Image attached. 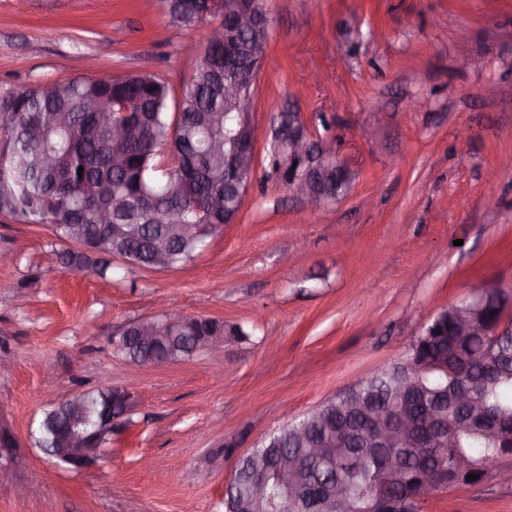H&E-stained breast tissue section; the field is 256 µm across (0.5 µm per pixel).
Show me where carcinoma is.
<instances>
[{
    "label": "carcinoma",
    "mask_w": 512,
    "mask_h": 512,
    "mask_svg": "<svg viewBox=\"0 0 512 512\" xmlns=\"http://www.w3.org/2000/svg\"><path fill=\"white\" fill-rule=\"evenodd\" d=\"M172 20L193 28L224 13V0H199L195 11L184 12L176 0H161ZM235 44L258 54L268 34L242 30ZM236 81L244 93L255 85L224 71V47L202 60L191 82L175 100L168 82L156 72L108 78L105 87L85 77L38 83L0 96V213L24 224H47L67 247L56 253L66 267L91 270L101 276L115 254L141 269H150L154 250L166 254V268L178 269L199 253L195 235L183 224H201L220 234L224 213L234 215L246 189L224 184V158L238 143L237 104L224 97V83ZM91 100L99 108L88 107ZM110 112L129 123L125 139L115 141L109 125L96 114ZM124 157L121 168L115 155ZM83 174H78V168ZM106 212L112 224H129L133 238H112V228L99 226ZM458 309L442 311L434 336H417L411 350L426 357L441 351L448 358V377L417 369L412 358L388 366L363 384L322 403L303 418L283 427L277 441L264 442L250 455L273 467L288 465L299 487L282 486L277 472L266 473L268 498L250 494L251 464H239V475L224 496V512H237L248 501L250 512H374L383 497L401 501L400 512H421L423 496L438 491L421 487L420 473L451 469L464 459L474 474L489 476L501 455L499 436L512 432V330L496 335L493 313L484 316L487 336L461 339L453 325ZM166 348L187 356L199 336L246 333L237 324L185 316L170 332ZM405 378L437 403L448 419V447L434 448L422 459L415 449L400 447L406 467L390 471L381 464L385 448L366 436L364 411L377 404L389 413L401 403L396 388ZM84 406L81 428H96L103 411L112 406L110 388L79 393ZM485 405L502 417L497 433L469 422ZM63 407L44 412L35 444L46 448L63 421ZM324 448L322 456L314 449Z\"/></svg>",
    "instance_id": "carcinoma-1"
}]
</instances>
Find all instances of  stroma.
Returning <instances> with one entry per match:
<instances>
[{
	"label": "stroma",
	"instance_id": "35a3bbf8",
	"mask_svg": "<svg viewBox=\"0 0 512 512\" xmlns=\"http://www.w3.org/2000/svg\"><path fill=\"white\" fill-rule=\"evenodd\" d=\"M253 99L258 161L237 223L179 269L120 258L100 278L55 256L44 225L0 214V512H224L236 441L249 452L375 371L404 361L473 282L512 289V0H266ZM208 23L159 0H0V94L150 67L183 92ZM467 45L470 62L456 50ZM295 106L354 168L310 211L267 177L271 118ZM247 337L139 372L113 349L165 308ZM135 397L91 468H63L32 433L82 390ZM423 512H512V484L424 497Z\"/></svg>",
	"mask_w": 512,
	"mask_h": 512
}]
</instances>
